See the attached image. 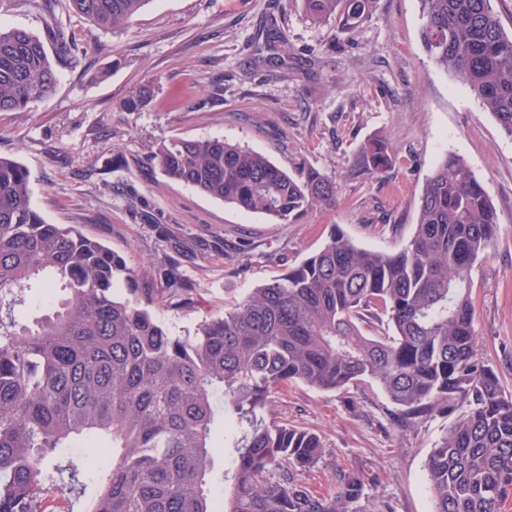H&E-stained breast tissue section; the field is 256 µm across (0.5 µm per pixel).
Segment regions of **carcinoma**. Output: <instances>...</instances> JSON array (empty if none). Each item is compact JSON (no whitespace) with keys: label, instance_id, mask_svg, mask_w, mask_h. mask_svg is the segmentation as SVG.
<instances>
[{"label":"carcinoma","instance_id":"obj_1","mask_svg":"<svg viewBox=\"0 0 512 512\" xmlns=\"http://www.w3.org/2000/svg\"><path fill=\"white\" fill-rule=\"evenodd\" d=\"M149 0H71L100 29L129 23ZM421 42L512 137V34L493 0H419ZM315 23L351 38L377 0H301ZM44 42L0 29V112H24L53 91ZM149 86L127 100L138 110ZM150 163L199 192L277 223L336 203V181L307 167L296 177L222 139H174ZM396 154L365 141L356 173L378 179ZM498 216L472 168L444 154L419 195L415 230L395 254L356 246L340 229L301 264L233 307L173 336L151 306L146 271L73 224H49L29 175L0 157V512H48L66 493L84 512H349L367 475L342 471L325 498L294 477L326 448L315 433L265 417L293 382L336 391L373 382L406 425L454 416L426 463L432 512H500L512 492V395L477 357L471 270L489 255ZM165 291L186 308L193 289L172 262ZM40 288L49 313L19 311ZM384 322L365 335L361 323ZM233 449L215 470L218 422ZM93 439L112 449L96 472L59 448Z\"/></svg>","mask_w":512,"mask_h":512}]
</instances>
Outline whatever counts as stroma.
I'll list each match as a JSON object with an SVG mask.
<instances>
[{
  "label": "stroma",
  "instance_id": "obj_1",
  "mask_svg": "<svg viewBox=\"0 0 512 512\" xmlns=\"http://www.w3.org/2000/svg\"><path fill=\"white\" fill-rule=\"evenodd\" d=\"M418 0H378L346 41L335 22L309 20L300 0H149L125 27L104 30L69 0H0V27L60 38L75 61L55 57L52 93L25 112H0V156L30 174L32 202L51 224H76L147 270L149 287L177 260L194 288L191 308L156 300V319L194 335L210 314L320 250L333 227L359 247L401 250L414 231L420 188L445 152L464 158L496 208L490 258L472 268L477 355L512 395V138L464 85L426 57ZM285 32L284 61L257 67L268 28ZM151 102L127 110L138 86ZM388 135L397 163L374 180L352 173L372 135ZM221 138L264 155L287 173L313 166L334 175L336 206L293 224L201 194L150 167L173 139ZM191 243L176 253L162 231ZM247 248L224 264L221 242ZM278 420L317 433L318 467L299 473L317 494L337 493L336 474L370 477L353 512H431L425 463L449 418L402 425L373 384L318 391L295 382L271 397Z\"/></svg>",
  "mask_w": 512,
  "mask_h": 512
}]
</instances>
